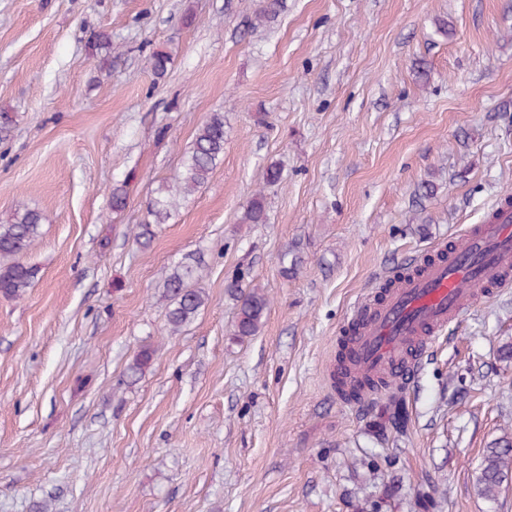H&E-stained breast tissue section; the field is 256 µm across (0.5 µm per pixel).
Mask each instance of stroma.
Instances as JSON below:
<instances>
[{
    "label": "stroma",
    "instance_id": "1",
    "mask_svg": "<svg viewBox=\"0 0 512 512\" xmlns=\"http://www.w3.org/2000/svg\"><path fill=\"white\" fill-rule=\"evenodd\" d=\"M285 4L254 28L259 0H0V224L43 216L34 285L0 296V512H512V483L473 489L512 432V286L427 350L401 428L330 385L357 302L512 195V0ZM213 112L222 160L136 241ZM190 260L207 303L174 331ZM234 277L269 299L257 335ZM197 268V264H179L164 281L163 297L168 301L166 319L172 330L192 321L205 303L203 289L193 284Z\"/></svg>",
    "mask_w": 512,
    "mask_h": 512
}]
</instances>
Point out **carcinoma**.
<instances>
[{
  "instance_id": "1",
  "label": "carcinoma",
  "mask_w": 512,
  "mask_h": 512,
  "mask_svg": "<svg viewBox=\"0 0 512 512\" xmlns=\"http://www.w3.org/2000/svg\"><path fill=\"white\" fill-rule=\"evenodd\" d=\"M284 0H261L256 14L259 25L276 21L284 10ZM224 157V113H211L198 129L194 141L185 152L181 169L171 185L159 188L153 200L149 215L153 222L139 225L136 237L146 240L152 236L151 224L168 220L177 201L192 195L209 179L217 163ZM128 180L116 184L112 189V211L118 213L127 205ZM42 214L35 209L18 210L6 224H0V294L16 299L31 288L38 276V269L21 261L33 238L38 234ZM266 221L263 196L255 194L246 206L242 222L263 224ZM197 266L186 263L174 268L164 281L163 297L168 301L166 319L173 330L192 321L205 303L203 289L195 287ZM227 288L237 300L235 334L241 337L258 333L261 319L269 301L264 293L252 288L244 290L238 279L228 282ZM153 352L142 349L129 367L130 377L143 373L152 360ZM512 479V436L497 439L486 448L477 469L475 487L478 494L487 499L497 498L503 483Z\"/></svg>"
}]
</instances>
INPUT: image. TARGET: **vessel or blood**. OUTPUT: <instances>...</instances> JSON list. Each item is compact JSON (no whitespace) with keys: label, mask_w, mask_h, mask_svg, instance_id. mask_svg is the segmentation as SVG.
Wrapping results in <instances>:
<instances>
[{"label":"vessel or blood","mask_w":512,"mask_h":512,"mask_svg":"<svg viewBox=\"0 0 512 512\" xmlns=\"http://www.w3.org/2000/svg\"><path fill=\"white\" fill-rule=\"evenodd\" d=\"M387 280L382 299L368 297L353 309L346 356L334 370L339 388L409 379L433 339L474 303L475 286L512 285V199L501 198L489 223L467 229L418 272L398 269Z\"/></svg>","instance_id":"b4317fda"}]
</instances>
